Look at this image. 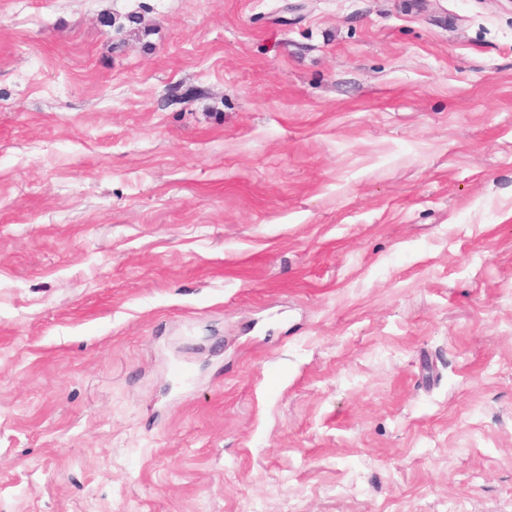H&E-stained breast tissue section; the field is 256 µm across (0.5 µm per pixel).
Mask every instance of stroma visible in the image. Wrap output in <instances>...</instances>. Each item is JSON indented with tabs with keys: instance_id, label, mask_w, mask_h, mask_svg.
<instances>
[{
	"instance_id": "stroma-1",
	"label": "stroma",
	"mask_w": 512,
	"mask_h": 512,
	"mask_svg": "<svg viewBox=\"0 0 512 512\" xmlns=\"http://www.w3.org/2000/svg\"><path fill=\"white\" fill-rule=\"evenodd\" d=\"M0 512H512V0H0Z\"/></svg>"
}]
</instances>
